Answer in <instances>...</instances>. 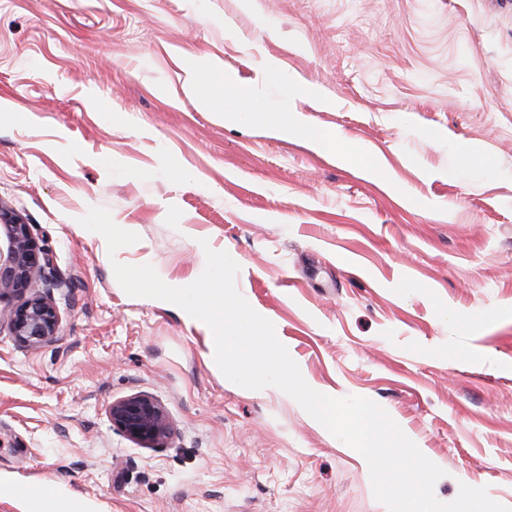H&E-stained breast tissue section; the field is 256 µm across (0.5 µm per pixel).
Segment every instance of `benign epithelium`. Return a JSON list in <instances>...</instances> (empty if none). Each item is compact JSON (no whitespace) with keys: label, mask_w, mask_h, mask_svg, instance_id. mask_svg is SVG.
<instances>
[{"label":"benign epithelium","mask_w":512,"mask_h":512,"mask_svg":"<svg viewBox=\"0 0 512 512\" xmlns=\"http://www.w3.org/2000/svg\"><path fill=\"white\" fill-rule=\"evenodd\" d=\"M0 325L15 342L41 348L57 341L60 314L56 303L31 288L35 276L53 270L52 256L38 246L31 226L13 209L0 203ZM112 427L143 448H159L171 435L164 405L145 393L112 402Z\"/></svg>","instance_id":"obj_1"}]
</instances>
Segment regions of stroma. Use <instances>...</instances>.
<instances>
[{
	"label": "stroma",
	"mask_w": 512,
	"mask_h": 512,
	"mask_svg": "<svg viewBox=\"0 0 512 512\" xmlns=\"http://www.w3.org/2000/svg\"><path fill=\"white\" fill-rule=\"evenodd\" d=\"M242 87L241 121L211 91ZM0 203L62 282L54 345L0 330V512L29 483L70 512H388L357 451L112 267L183 287L209 249L312 389L376 402L443 469L440 502L512 508V0H0ZM93 207L138 242L109 254ZM136 392L164 447L113 430ZM280 127L289 129L295 133H305L307 134L311 140H313L322 150H335L336 145L339 143V138L336 134L331 132H322L313 130L305 127L295 119H291L290 121H286L280 124ZM112 427L143 448H160L171 435V423L164 405L145 393H134L112 402Z\"/></svg>",
	"instance_id": "35a3bbf8"
}]
</instances>
